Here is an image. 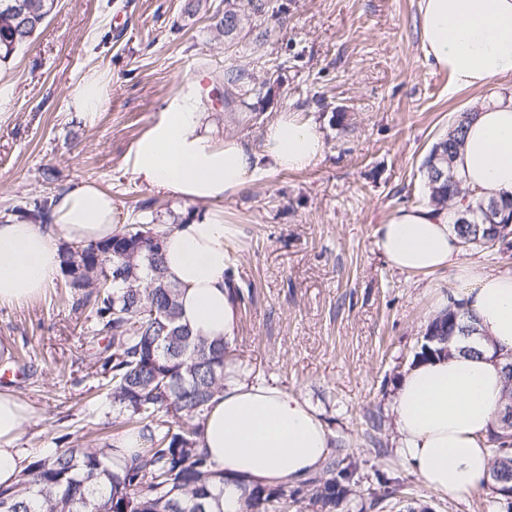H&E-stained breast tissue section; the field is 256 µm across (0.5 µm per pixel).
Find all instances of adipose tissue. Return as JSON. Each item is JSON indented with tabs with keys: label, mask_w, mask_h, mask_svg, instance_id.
Segmentation results:
<instances>
[{
	"label": "adipose tissue",
	"mask_w": 512,
	"mask_h": 512,
	"mask_svg": "<svg viewBox=\"0 0 512 512\" xmlns=\"http://www.w3.org/2000/svg\"><path fill=\"white\" fill-rule=\"evenodd\" d=\"M420 40L427 59L446 71L450 91L494 89L469 123L453 166L475 198L512 196V0H420ZM324 152L316 123L281 113L260 149L217 138L193 93L170 99L160 120L135 143L131 173L148 189L216 203L269 172L310 167ZM112 196L80 181L59 193L49 225L0 222V306L36 296L60 268L61 241L89 243L115 231ZM230 227L211 211L166 229L165 265L181 290L182 321L209 338L233 340L235 304L229 291ZM376 247L402 273L451 271L456 300L476 321L474 352L417 362L392 397L396 452L426 486L462 501L486 480V434L503 399L494 349L512 351V270L467 258L448 213L423 204L393 212L377 226ZM26 406L0 391V485L18 482L27 465L18 448ZM202 448L224 474V512H241L246 488L293 486L320 470L331 434L299 394L249 375L232 376L200 423Z\"/></svg>",
	"instance_id": "obj_1"
}]
</instances>
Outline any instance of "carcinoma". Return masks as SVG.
Here are the masks:
<instances>
[{"label":"carcinoma","mask_w":512,"mask_h":512,"mask_svg":"<svg viewBox=\"0 0 512 512\" xmlns=\"http://www.w3.org/2000/svg\"><path fill=\"white\" fill-rule=\"evenodd\" d=\"M55 0H0V60L26 43L50 15ZM262 12L254 0H225L218 32L233 35L247 17ZM245 73L224 70V107L238 111ZM474 113L459 115L448 133L433 144L423 164L428 203L450 210L452 228L462 243L498 244L485 227L486 210L512 211L511 200L478 201L461 209L470 223H458L453 200L463 193L455 179L434 180L436 153L453 167ZM54 196L36 197L20 208L32 224L51 222ZM140 219L123 224L112 237L87 244L64 245L60 268L74 294L72 308L88 313L95 332L108 337L96 354L111 387L112 406L125 414V425L139 430L143 444L124 463L116 444L103 448L68 447L36 455L12 487L0 486V512H224V473L199 450V421L208 402L224 390V367L235 360L224 338L195 334L181 322L179 290L164 266L163 234L139 206ZM428 350L422 360L448 352L456 339L477 333L472 316L452 302L427 325ZM500 356L506 391L498 419L486 435L492 453L489 486L496 503L512 512V353ZM356 466L330 456L322 470L292 487L254 486L242 512H288V504L305 501L316 512H341L356 484Z\"/></svg>","instance_id":"1"}]
</instances>
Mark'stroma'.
Returning <instances> with one entry per match:
<instances>
[{
  "label": "stroma",
  "instance_id": "1",
  "mask_svg": "<svg viewBox=\"0 0 512 512\" xmlns=\"http://www.w3.org/2000/svg\"><path fill=\"white\" fill-rule=\"evenodd\" d=\"M264 2L225 38L215 30L224 0H56L0 64V214L79 181L111 192L120 225L150 199L165 225L219 208L236 230L226 249L244 294L235 352L256 378L315 407L334 453L357 468L355 505L391 480L430 512H490L489 489L449 500L395 451L391 397L456 282L398 272L375 245L392 212L426 203L433 143L489 93L449 92L447 72L421 50L419 0ZM231 65L264 86L240 112L221 100ZM93 73L105 75L108 101L90 120L70 100ZM190 90L218 135L257 148L279 113L295 112L319 125L324 155L215 207L153 194L135 181L130 151L167 100ZM72 293L60 273L38 296L0 306V372L28 409L18 445L31 456L99 448L116 433L119 413L90 364L104 341Z\"/></svg>",
  "mask_w": 512,
  "mask_h": 512
}]
</instances>
